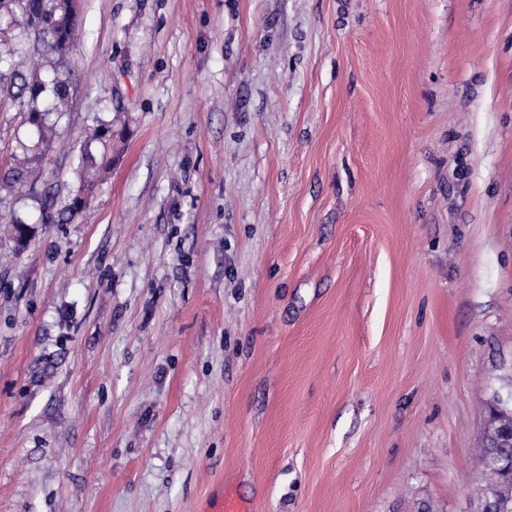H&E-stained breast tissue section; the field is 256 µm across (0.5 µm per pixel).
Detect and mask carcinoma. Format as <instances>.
Returning <instances> with one entry per match:
<instances>
[{"mask_svg": "<svg viewBox=\"0 0 512 512\" xmlns=\"http://www.w3.org/2000/svg\"><path fill=\"white\" fill-rule=\"evenodd\" d=\"M78 14L72 0H0V94L23 112L27 140L18 141L21 157L0 174V188L24 182L50 149V132L68 112L74 71L70 53ZM97 159L86 144L77 173L88 180Z\"/></svg>", "mask_w": 512, "mask_h": 512, "instance_id": "carcinoma-1", "label": "carcinoma"}]
</instances>
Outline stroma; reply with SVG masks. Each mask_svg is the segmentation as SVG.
I'll return each mask as SVG.
<instances>
[{
  "instance_id": "stroma-1",
  "label": "stroma",
  "mask_w": 512,
  "mask_h": 512,
  "mask_svg": "<svg viewBox=\"0 0 512 512\" xmlns=\"http://www.w3.org/2000/svg\"><path fill=\"white\" fill-rule=\"evenodd\" d=\"M77 4L70 110L0 193V512H472L512 0ZM98 116L88 208L41 222ZM26 133L0 101V171Z\"/></svg>"
}]
</instances>
